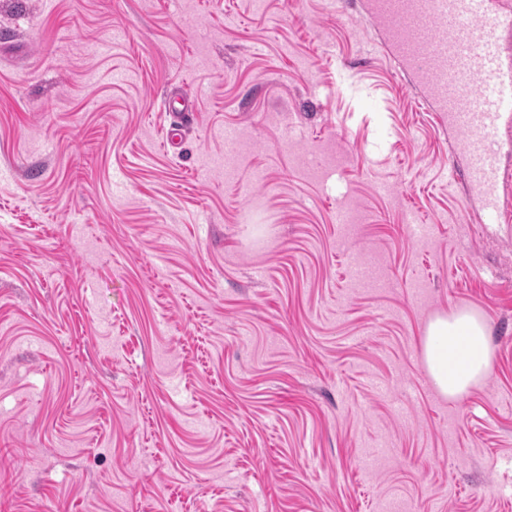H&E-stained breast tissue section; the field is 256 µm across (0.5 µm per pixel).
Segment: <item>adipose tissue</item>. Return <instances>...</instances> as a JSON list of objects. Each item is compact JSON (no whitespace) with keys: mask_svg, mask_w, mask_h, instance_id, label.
<instances>
[{"mask_svg":"<svg viewBox=\"0 0 512 512\" xmlns=\"http://www.w3.org/2000/svg\"><path fill=\"white\" fill-rule=\"evenodd\" d=\"M423 363L445 398L481 383L492 368V352L479 316L459 309L433 318L423 341Z\"/></svg>","mask_w":512,"mask_h":512,"instance_id":"obj_1","label":"adipose tissue"}]
</instances>
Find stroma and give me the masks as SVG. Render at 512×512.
Here are the masks:
<instances>
[{
    "label": "stroma",
    "mask_w": 512,
    "mask_h": 512,
    "mask_svg": "<svg viewBox=\"0 0 512 512\" xmlns=\"http://www.w3.org/2000/svg\"><path fill=\"white\" fill-rule=\"evenodd\" d=\"M358 2L0 0V512H512V222ZM423 363L438 392L455 399L481 383L492 368V352L479 316L458 309L427 325Z\"/></svg>",
    "instance_id": "obj_1"
}]
</instances>
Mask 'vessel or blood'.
Segmentation results:
<instances>
[{
    "label": "vessel or blood",
    "mask_w": 512,
    "mask_h": 512,
    "mask_svg": "<svg viewBox=\"0 0 512 512\" xmlns=\"http://www.w3.org/2000/svg\"><path fill=\"white\" fill-rule=\"evenodd\" d=\"M501 0H363L381 50L452 138V174L481 197L486 222L512 218V175L494 143L512 112V54L501 42L512 12Z\"/></svg>",
    "instance_id": "vessel-or-blood-1"
}]
</instances>
